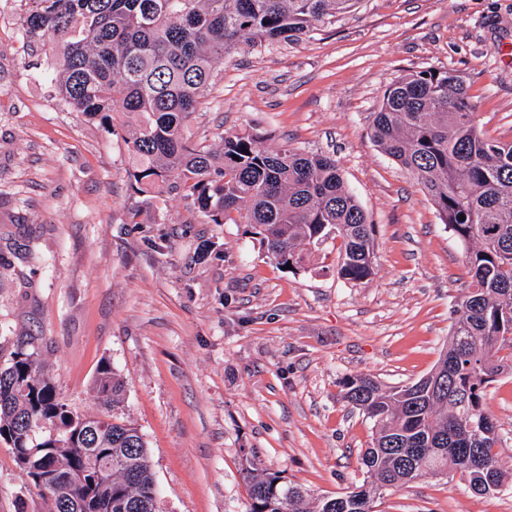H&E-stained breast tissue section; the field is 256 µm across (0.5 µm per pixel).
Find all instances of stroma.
I'll return each mask as SVG.
<instances>
[{"label": "stroma", "instance_id": "1", "mask_svg": "<svg viewBox=\"0 0 512 512\" xmlns=\"http://www.w3.org/2000/svg\"><path fill=\"white\" fill-rule=\"evenodd\" d=\"M21 9L0 0V361L31 340L84 415L98 413L94 380L110 363L162 512H246L249 469L318 499L362 484L374 430L344 380L428 373L470 281L465 244L370 138V117L399 77L450 70L487 137L512 143V0H356L217 66L186 136L253 133L335 159L375 226L377 273L363 282L338 277L337 240L286 269L248 225L202 223L182 196L142 209L119 134L59 101L52 49L28 46ZM486 405L512 468V375ZM49 509L0 443V512ZM373 510L512 512V488L478 495L452 469Z\"/></svg>", "mask_w": 512, "mask_h": 512}]
</instances>
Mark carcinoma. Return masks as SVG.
Here are the masks:
<instances>
[{
  "mask_svg": "<svg viewBox=\"0 0 512 512\" xmlns=\"http://www.w3.org/2000/svg\"><path fill=\"white\" fill-rule=\"evenodd\" d=\"M354 0H25L29 42L56 49L52 82L75 112L120 122L130 185L148 209L161 193L192 199L209 224H247L279 264L301 266L341 240L337 268L352 282L375 275L374 224L328 155L227 135L217 147L185 126L224 55L239 44L290 40ZM370 136L405 168L442 223L468 249L467 293L434 368L404 386L345 379L344 398L373 423L363 483L310 503L276 473H246L249 512H372L382 491L452 467L468 488L512 487L486 388L512 374V143L488 138L454 72L404 75L372 114ZM238 159H233V156ZM465 219L460 220L458 216ZM509 349L511 354L501 351ZM102 411L86 416L57 391L21 341L0 365V443L51 512H160L143 435L110 413L124 382L110 364L95 380Z\"/></svg>",
  "mask_w": 512,
  "mask_h": 512,
  "instance_id": "1",
  "label": "carcinoma"
}]
</instances>
